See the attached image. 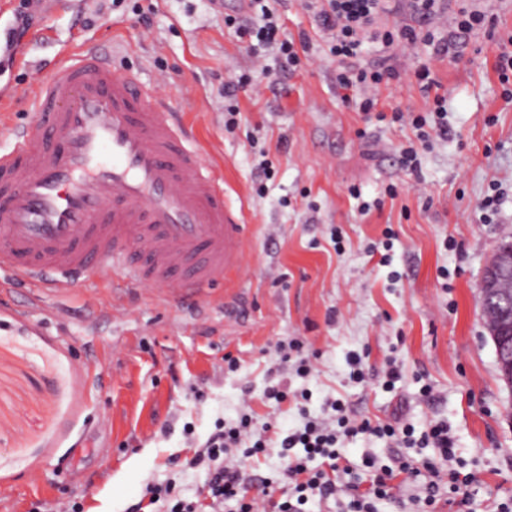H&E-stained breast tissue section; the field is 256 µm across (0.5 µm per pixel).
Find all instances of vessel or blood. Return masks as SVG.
Returning a JSON list of instances; mask_svg holds the SVG:
<instances>
[{"mask_svg":"<svg viewBox=\"0 0 512 512\" xmlns=\"http://www.w3.org/2000/svg\"><path fill=\"white\" fill-rule=\"evenodd\" d=\"M35 110L0 155V266L17 279L118 264L132 286L198 295L242 268L223 183L153 88L90 50L42 82Z\"/></svg>","mask_w":512,"mask_h":512,"instance_id":"1","label":"vessel or blood"}]
</instances>
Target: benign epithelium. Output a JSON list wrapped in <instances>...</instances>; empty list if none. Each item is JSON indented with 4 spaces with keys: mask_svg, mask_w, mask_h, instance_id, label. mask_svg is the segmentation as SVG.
Masks as SVG:
<instances>
[{
    "mask_svg": "<svg viewBox=\"0 0 512 512\" xmlns=\"http://www.w3.org/2000/svg\"><path fill=\"white\" fill-rule=\"evenodd\" d=\"M501 379L512 389V239L498 244L479 284Z\"/></svg>",
    "mask_w": 512,
    "mask_h": 512,
    "instance_id": "1",
    "label": "benign epithelium"
}]
</instances>
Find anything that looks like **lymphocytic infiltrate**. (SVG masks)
<instances>
[{
    "instance_id": "f902f5d3",
    "label": "lymphocytic infiltrate",
    "mask_w": 512,
    "mask_h": 512,
    "mask_svg": "<svg viewBox=\"0 0 512 512\" xmlns=\"http://www.w3.org/2000/svg\"><path fill=\"white\" fill-rule=\"evenodd\" d=\"M253 2L260 5L264 23L249 28V36L255 37L259 45L276 46L289 64H297L299 50L310 46L309 36L301 35L296 41L279 38V27L270 8L263 6L262 0ZM311 6L320 28L332 34L329 52L341 66L336 75V85L344 92V102L355 104L359 111L371 112L373 100L368 95L369 90L395 74L394 67L390 65L364 66L360 63L365 33L381 9V0H311ZM328 408V418L307 421L303 429L275 439L252 431L251 421L245 415L234 426L217 423L195 457L196 465L209 470L210 512H223L224 501L228 498L238 501L239 512H258L259 498L251 493L252 481L247 480L236 465L220 462L228 449L241 446L245 447V455L249 458L267 449H276L285 462L293 487L277 503L276 512H303L310 497L327 501L341 495L349 498L348 512H375L374 499L390 495L394 480L401 476L420 485L424 493L423 502L432 510L445 492L458 495V507H467L468 501L462 493L470 480L461 477L458 471L456 439L447 422L431 423L418 436L409 427L400 428L391 423L371 424L369 419L359 417L338 400L330 402ZM360 434L387 438L405 448L431 447L435 455L421 461L405 458L396 466L380 469L372 480L370 493L360 495L350 481V461L337 450L338 444ZM316 457L328 463V470H309L308 460Z\"/></svg>"
}]
</instances>
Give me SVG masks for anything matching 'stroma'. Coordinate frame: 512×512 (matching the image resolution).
Wrapping results in <instances>:
<instances>
[{
    "instance_id": "stroma-1",
    "label": "stroma",
    "mask_w": 512,
    "mask_h": 512,
    "mask_svg": "<svg viewBox=\"0 0 512 512\" xmlns=\"http://www.w3.org/2000/svg\"><path fill=\"white\" fill-rule=\"evenodd\" d=\"M34 16L10 37L20 6ZM290 37L310 34L298 65L224 24L258 22L237 0H0V153L34 115L32 95L61 63L86 49L157 87L224 182L246 226L247 276L227 273L201 296L177 300L149 284L129 288L121 268L67 288L13 280L0 269V512H127L146 482H175L184 498L207 494L206 469L190 461L217 422L252 418L254 430L289 432L340 399L362 416L423 431L448 422L472 512L512 502V390L501 380L479 298L498 241L512 234V100L494 70L512 39V7L496 0H440L416 23L405 0L379 15L363 59L397 71L374 91L375 109L424 112L448 101L447 136H432L418 172L399 163L412 127L367 121L341 99L304 0H270ZM492 18L494 33L467 36L458 57L418 41L383 47L393 23L449 28L461 9ZM429 67L436 83L414 76ZM263 70L238 92L237 123L224 124V86ZM273 176L259 182L260 163ZM358 198H351L350 188ZM500 194L496 214L482 200ZM393 237H386V230ZM298 339L311 374L284 368L292 393L269 401L279 347ZM367 378L350 383L348 359ZM397 364L394 389L385 372ZM435 398L423 402L422 385ZM343 455L367 491L372 470L397 448L366 435Z\"/></svg>"
}]
</instances>
